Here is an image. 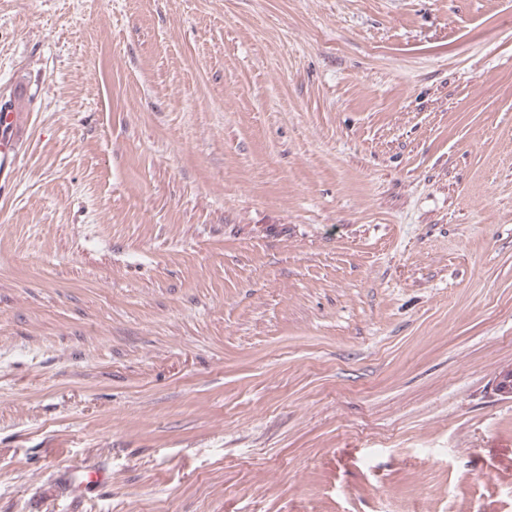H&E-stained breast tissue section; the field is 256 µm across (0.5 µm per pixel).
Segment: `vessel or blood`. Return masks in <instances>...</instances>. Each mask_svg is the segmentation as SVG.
<instances>
[{
    "instance_id": "1",
    "label": "vessel or blood",
    "mask_w": 512,
    "mask_h": 512,
    "mask_svg": "<svg viewBox=\"0 0 512 512\" xmlns=\"http://www.w3.org/2000/svg\"><path fill=\"white\" fill-rule=\"evenodd\" d=\"M30 92L18 82L7 104H0V190L11 189L16 178L21 149L30 136Z\"/></svg>"
}]
</instances>
